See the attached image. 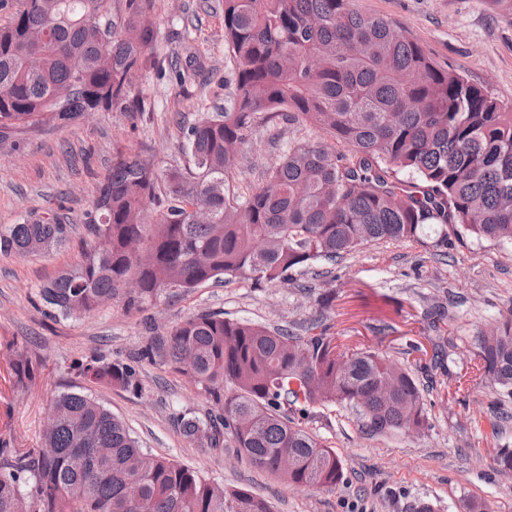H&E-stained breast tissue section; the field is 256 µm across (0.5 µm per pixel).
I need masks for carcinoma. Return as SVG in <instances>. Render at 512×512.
<instances>
[{
  "instance_id": "cac0c4a2",
  "label": "carcinoma",
  "mask_w": 512,
  "mask_h": 512,
  "mask_svg": "<svg viewBox=\"0 0 512 512\" xmlns=\"http://www.w3.org/2000/svg\"><path fill=\"white\" fill-rule=\"evenodd\" d=\"M18 0L0 26V137L67 126L89 112H135L132 95L158 40L156 0ZM233 69L230 103L182 128L193 167L162 171L118 155L99 183L79 263L42 285L66 317L120 301L141 311L209 281L285 282L371 242L417 240L448 255L449 235L512 245V107L437 65L397 22L352 0H222ZM312 126L241 189L239 156L257 115ZM164 201L163 209L151 206ZM70 225L51 217L0 230V253L49 254ZM484 377L512 389V311L478 337ZM139 361L183 377L210 401L180 416L200 448L231 435L255 467L291 486L332 487L336 453L302 427L318 404L354 408L373 435L427 425L411 372L373 350L339 349L326 330L282 328L200 312L154 336ZM39 363H11L15 385ZM88 382L134 388L133 365L92 358ZM41 447L0 441V512H271L175 461L150 456L110 410L81 393L51 406ZM296 460L283 470L280 458Z\"/></svg>"
}]
</instances>
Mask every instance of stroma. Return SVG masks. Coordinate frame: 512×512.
Segmentation results:
<instances>
[{"mask_svg": "<svg viewBox=\"0 0 512 512\" xmlns=\"http://www.w3.org/2000/svg\"><path fill=\"white\" fill-rule=\"evenodd\" d=\"M364 14L400 23L439 65L452 67L512 105V0H353ZM159 38L136 90L135 115L96 112L66 127L45 126L0 138V228L46 213L73 230L49 255H0V437L34 448L55 396L81 392L117 417L153 455L197 470L206 479L265 499L272 512H413L425 499L436 512H468L472 502L512 512V473L498 470L500 448H512V392L484 378L477 338L512 311V246L453 240L436 255L430 235L364 245L342 261L285 284L209 282L160 300L142 313L119 303L67 318L39 291L77 263L85 248V213L118 153L139 154L158 169L185 168L180 123L200 104L221 107L234 96L224 47L221 0H156ZM194 65V78L175 72ZM310 128L260 117L244 148L240 184H256L264 168ZM259 322L307 335L326 327L337 344L379 351L414 374L428 417L419 434L372 436L354 409L316 406L303 427L342 461L336 487L289 486L251 465L232 437L206 451L187 441L176 419L204 415L209 400L184 378L139 361L152 336L201 312ZM445 351L433 357L435 347ZM27 351L41 366L28 388L14 387L8 358ZM92 354L134 365L138 386L121 389L77 377L76 359Z\"/></svg>", "mask_w": 512, "mask_h": 512, "instance_id": "35a3bbf8", "label": "stroma"}]
</instances>
